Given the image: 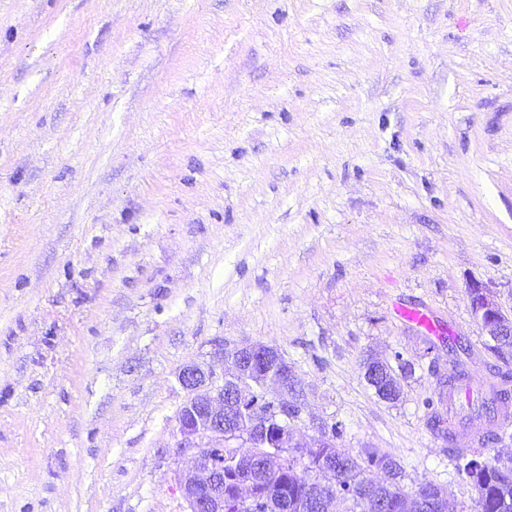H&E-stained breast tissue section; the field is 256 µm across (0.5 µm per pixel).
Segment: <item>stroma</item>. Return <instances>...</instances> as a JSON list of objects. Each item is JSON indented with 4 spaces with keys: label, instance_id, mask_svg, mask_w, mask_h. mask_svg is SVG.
Masks as SVG:
<instances>
[{
    "label": "stroma",
    "instance_id": "obj_1",
    "mask_svg": "<svg viewBox=\"0 0 512 512\" xmlns=\"http://www.w3.org/2000/svg\"><path fill=\"white\" fill-rule=\"evenodd\" d=\"M473 281L512 303V0H0V512H184L176 373L256 342L303 437L477 512L430 426L503 363ZM399 312L403 320L420 326L427 336L438 341H442L447 337L442 335V332L439 330L432 317L425 310L419 308H406L401 309ZM376 362V363H375ZM365 371L366 374L371 376V379L369 378V384L371 387L375 390L376 395L387 402H394L398 399V397L394 400H388L384 398L388 397V392L390 391V388L385 387L384 385L380 384L378 386L376 384V379L379 378L381 375H384V381L387 383H391L393 385L398 384V380L395 374V369L388 361H381V360H373L371 366L367 369L365 365ZM467 375L468 379L464 385L455 390L452 389L465 377V374L448 377V389L452 390L448 391V403L445 411L446 414L448 413V432L456 427H465L466 425L467 418L463 414V400L468 402L474 391H487L485 377L472 373Z\"/></svg>",
    "mask_w": 512,
    "mask_h": 512
}]
</instances>
